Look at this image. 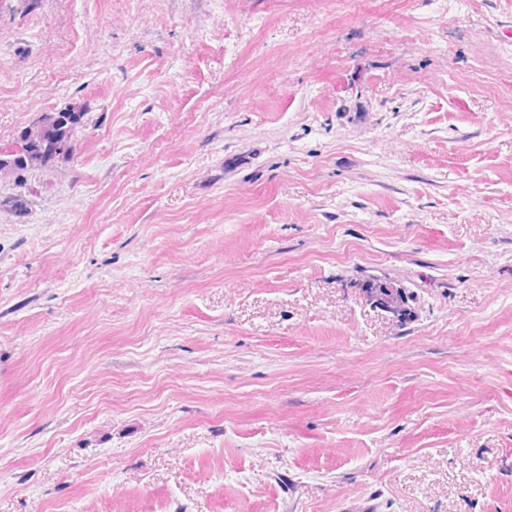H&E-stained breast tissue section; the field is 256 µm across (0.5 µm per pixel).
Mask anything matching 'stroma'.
Masks as SVG:
<instances>
[{"label":"stroma","mask_w":512,"mask_h":512,"mask_svg":"<svg viewBox=\"0 0 512 512\" xmlns=\"http://www.w3.org/2000/svg\"><path fill=\"white\" fill-rule=\"evenodd\" d=\"M72 106L0 512H512V0H11L0 147ZM374 289L372 294L379 306L394 312L405 311L403 307L410 296H406L401 289L387 288L385 286H379V288Z\"/></svg>","instance_id":"stroma-1"}]
</instances>
